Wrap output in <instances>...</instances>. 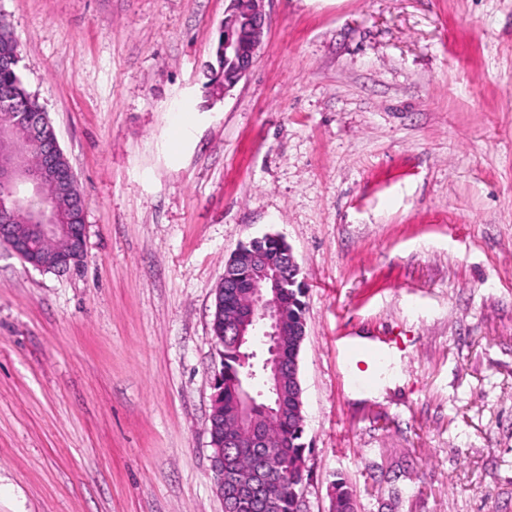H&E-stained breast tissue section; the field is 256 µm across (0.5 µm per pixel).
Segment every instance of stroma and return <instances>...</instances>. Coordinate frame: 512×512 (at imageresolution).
<instances>
[{
	"instance_id": "35a3bbf8",
	"label": "stroma",
	"mask_w": 512,
	"mask_h": 512,
	"mask_svg": "<svg viewBox=\"0 0 512 512\" xmlns=\"http://www.w3.org/2000/svg\"><path fill=\"white\" fill-rule=\"evenodd\" d=\"M0 0L86 199V259L0 243V512H224L215 289L285 239L306 289V512H512V0ZM342 336L394 340L351 359ZM241 1L249 2L248 7L240 6L239 3ZM265 27L266 13L264 11V0H230L224 13V22L220 27L216 44L218 47L220 41V53L224 60L220 54H216L217 68L215 66L212 68L210 81L215 82L218 80L221 70L230 79L233 74V65L229 61L225 62V60H233L236 67L232 80L226 81L224 76V83H214L220 86L221 89L211 86L214 94L226 95L253 66L262 44ZM244 32H247L250 36V44L246 49L243 48L241 42ZM331 498L332 512H356V499L354 490L345 478L339 477L332 484Z\"/></svg>"
}]
</instances>
